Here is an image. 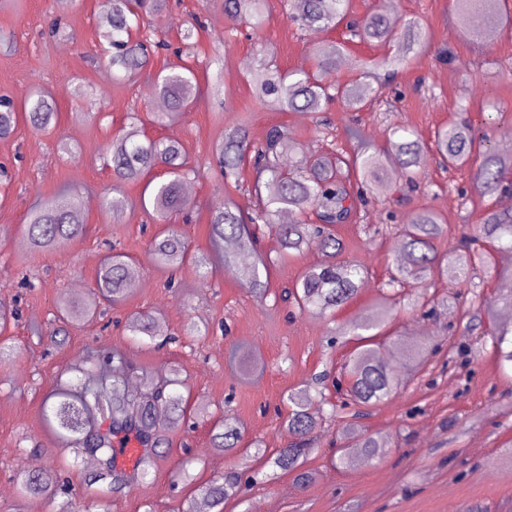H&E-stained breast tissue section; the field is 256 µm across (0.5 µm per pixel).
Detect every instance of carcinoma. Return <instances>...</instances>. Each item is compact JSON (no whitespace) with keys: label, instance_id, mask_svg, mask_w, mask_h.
Wrapping results in <instances>:
<instances>
[{"label":"carcinoma","instance_id":"cac0c4a2","mask_svg":"<svg viewBox=\"0 0 512 512\" xmlns=\"http://www.w3.org/2000/svg\"><path fill=\"white\" fill-rule=\"evenodd\" d=\"M453 3L455 10L470 20V35L475 41L492 39L506 25L505 0H453ZM164 5L165 0H111L101 31V51L108 58L112 77L154 79L169 108L167 112L154 114L153 122L157 124L180 115L198 93L195 72L190 66L178 65L166 74L152 71L156 50L168 44L156 39L145 27L143 15ZM282 7L288 20L300 30L333 28L346 19L348 0H283ZM264 8L265 0H224L223 4L227 17L250 25L256 32L263 28ZM347 28L351 29V36L361 40L394 43L391 55L361 64V74L366 77L377 75L381 69L389 76L395 75L410 55L427 45L422 27L415 22L397 32L391 20L370 14L362 25L349 24ZM342 49L343 45L335 43L320 49L319 77L287 75L276 67L264 65L251 78L254 96L277 110L308 112L316 125H326L321 116L322 104L336 99L352 107L372 92L367 83L333 81L331 72ZM21 113L36 133L47 132L57 124L55 102L38 91L21 107L12 99L0 104V139L11 136ZM434 146L448 166L467 165L473 170V188L477 193L512 191V184L505 177V172L512 169V156L496 152L469 122H451L439 129L434 135ZM105 151L112 175L119 182L138 181L155 169H164L171 176L155 184L151 191L153 217L156 223L167 225L153 239L151 250L157 261L167 267L191 261L199 274H205L206 259L190 254L183 232L170 224L172 215L194 207V202L184 193V184L194 175V170L187 167L179 143L148 136L143 121L133 113L129 123L106 143ZM424 152L425 145L418 134L404 126L393 128L385 145L372 153L363 151L353 156L339 153L333 159L302 154L299 145L282 128L271 129L258 144L248 139L245 130L228 129L213 146V158L227 185L248 156H253L252 189L257 206L247 215L227 201L213 209L210 241L216 247L225 245L224 264L261 301L267 297L268 283L261 280L260 268L267 267V263L260 259L241 266L238 257L255 251L258 235L264 229L276 230L282 250L289 255L312 246L318 248L324 261L298 278L291 296L302 313H333L358 294L368 277V267L363 262L340 259L343 243L336 235V226L357 218L391 166L401 169L408 190H417L412 167L419 163ZM295 155L300 156L295 164L287 168L282 165L283 158ZM284 211L298 214V221L278 223ZM445 229L431 210L410 214L401 230L406 261L394 266L385 287L397 295L406 288H429L435 276L447 275L448 282L463 288V293L470 296V307L461 315L462 332L472 330L474 321L487 318L491 349L501 368H512V325L496 322L497 311L512 310V291L490 301L475 289L474 283L475 276L481 273L488 278L501 273L495 255L505 249L512 250V210H487L479 218L477 234H461L456 240L448 241V250L441 253L436 242ZM86 231L84 212L73 194H55L37 202L28 213L26 236L36 250H59ZM138 274L139 267L125 254L115 252L106 256L96 270V288L91 298L82 303L66 296L60 298L59 320L67 323L91 320L100 305L121 302L127 286ZM392 316L389 297L385 296L371 315L346 327L342 334L362 336L364 332L382 329ZM127 328L135 337H155V319L149 315L130 319ZM371 339L370 335L363 336V345L342 367L337 377L341 394L333 398L326 393L327 387L319 388L314 383L288 393L289 412L283 426L293 441L271 454L265 448L255 449L267 470L259 471L252 479L268 482L281 474H292L301 486L311 483L314 474L304 469V464L313 451V433L326 421L337 423L342 439L361 449L365 458L385 457L387 444L359 428L356 420L362 415L361 408L394 397L401 387V379L380 362V352ZM388 347L419 362L432 352L404 336L391 337ZM131 371L132 364L126 355L106 345L84 361L80 369L82 377L75 381L58 379L47 395V399L54 400L46 418L54 429L58 447L76 457L88 448L96 450L104 467L86 477L87 484H102L114 494L133 481L145 479L154 467L155 448L164 442L157 430L156 414L164 411L180 419L186 412L180 393L165 392L169 386L181 385L179 376L166 379L160 386H147L135 392L126 388ZM218 428L220 432L211 438L212 448L229 451L239 447L243 431L235 417L225 415ZM131 440L147 449V453L135 460L128 473L115 469L112 458L115 444ZM17 482L24 495L42 496L57 480L43 473L22 470ZM239 489L240 480L227 476L222 482L210 481L200 494L204 502L215 508L236 497Z\"/></svg>","mask_w":512,"mask_h":512}]
</instances>
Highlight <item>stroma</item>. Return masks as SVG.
<instances>
[{"mask_svg": "<svg viewBox=\"0 0 512 512\" xmlns=\"http://www.w3.org/2000/svg\"><path fill=\"white\" fill-rule=\"evenodd\" d=\"M100 0H0V33L11 36L10 50L0 49V94L22 102L34 89L51 96L59 107L55 128L44 134L18 123L13 134L0 140V163L11 173L7 190L0 191V299H16L19 320L0 330V341L12 346L13 358L0 364V512H182L195 495L193 485L179 484L175 474L188 468L195 483L228 472L250 475L261 466L251 453L209 450L215 421L232 414L245 442L261 441L270 449L288 445L282 425L290 390L314 375L339 372L358 345L351 339L328 346L327 338L347 324L368 317L381 294V285L398 256V231L371 236L367 227L405 218L430 209L447 226L439 250L449 238L475 231L488 208L512 209L508 196L480 195L472 172L440 166L436 151H427L415 170L417 192L402 196L400 176L379 187L360 223L341 224L336 232L344 242L343 256L363 261L369 276L356 298L334 314L298 313L281 299V292L323 255L309 248L285 255L275 233L260 240L259 251L270 261L269 292L257 302L222 258L212 255L209 219L213 208L232 199L243 213L251 212L253 168L242 165L238 178L223 185L213 165L211 149L225 129L240 127L250 140L264 139L271 127H286L305 150L323 146L310 114L267 109L254 98L248 83L253 68L268 61L283 72L316 70V52L326 43L343 44L334 76L340 82L358 79L359 64L390 53L387 44L351 38L345 27L298 30L281 0H267L266 21L259 35L235 28L220 0H169L167 7L147 15L159 38L175 41L181 29L200 21V59L220 52L219 61L198 70L201 87L221 78L219 96L202 94L192 107L167 125L149 123L153 137L178 141L188 166L198 174L188 182L195 206L181 230L193 252L211 254L206 278L192 265L171 270L157 265L149 239L159 225L149 220L141 201L143 182L119 183L106 166V142L128 121L129 112L149 118L156 111L152 79L116 82L104 64L95 62L99 49ZM353 17L367 11L395 18L397 23L419 20L432 43L429 51L411 56L383 90L367 97L357 109L331 103L326 115L337 149L353 151L358 144L382 145L391 127L407 126L423 141L449 122L468 120L486 134L499 152L512 155V32L502 31L488 44L474 43L468 22L451 0H350ZM64 32L50 33L52 22ZM67 142L61 151L59 142ZM68 188L85 202L88 231L54 253L32 251L23 232L37 198ZM125 199L118 222L101 208L103 197ZM130 255L141 268L139 288L128 290L124 301L107 310L104 321L68 326L62 344L39 339L37 330H50L61 296L83 301L109 249ZM465 307L456 299L438 318L397 306L388 325L393 334L416 337L433 352L419 370L401 357H389L400 369L402 387L391 400L371 408L363 421L378 435L389 453L358 468H333L336 426L322 425L314 436V451L306 466L315 482L298 486L291 476L246 487L241 498L227 501L223 512H254L264 503L268 512H512V372L502 371L492 353L473 359L469 353L484 344L480 331L460 336L450 329ZM150 313L157 318L158 343H135L126 331L130 317ZM205 328L202 336L186 334L187 322ZM127 353L135 370L129 380L137 390L144 380L157 381L179 368L182 393L189 411H203L194 427L174 424L162 416L166 442L157 448V466L146 480L121 494L91 495L85 479L92 471L87 457H74L58 448L43 420V402L58 373L78 365L103 345ZM243 349L260 364L242 374L230 352ZM192 448L207 449L202 461H190ZM36 466L66 482L55 496L19 500L16 473Z\"/></svg>", "mask_w": 512, "mask_h": 512, "instance_id": "35a3bbf8", "label": "stroma"}]
</instances>
